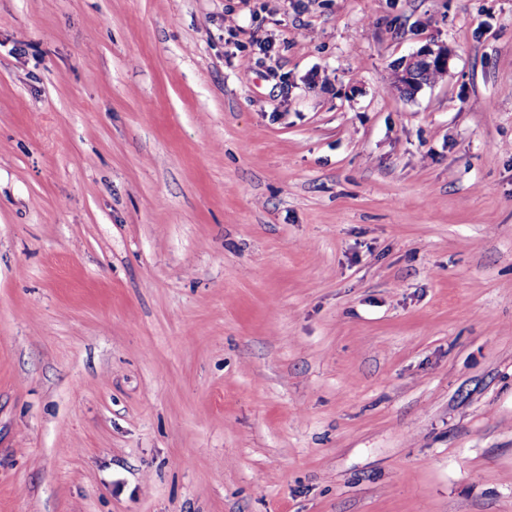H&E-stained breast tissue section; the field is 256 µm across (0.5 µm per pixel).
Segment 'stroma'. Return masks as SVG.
<instances>
[{"mask_svg": "<svg viewBox=\"0 0 512 512\" xmlns=\"http://www.w3.org/2000/svg\"><path fill=\"white\" fill-rule=\"evenodd\" d=\"M0 512H512V0H0ZM449 60L450 54L448 52L447 46L425 44L416 52L405 57L399 63V71H397V66L395 76L393 77L394 84H396L398 80L399 82L394 87L396 88V90H399L400 93L418 87L419 84L421 83L419 77L420 71L422 82L428 84L438 83L439 81L443 80V72L435 68H430L436 66L445 71V73L448 75Z\"/></svg>", "mask_w": 512, "mask_h": 512, "instance_id": "obj_1", "label": "stroma"}]
</instances>
